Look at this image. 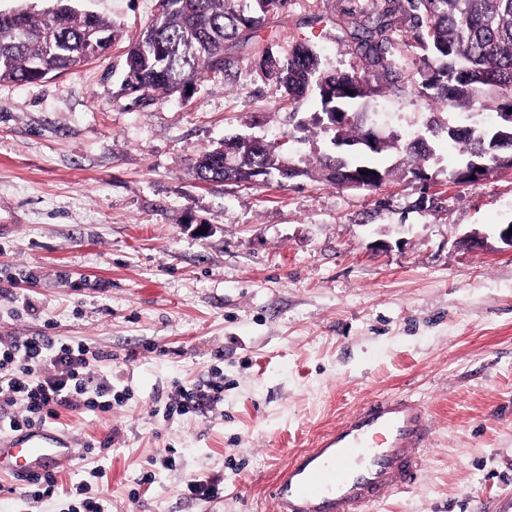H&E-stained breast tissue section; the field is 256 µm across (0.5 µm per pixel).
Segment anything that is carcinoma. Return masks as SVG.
Segmentation results:
<instances>
[{"mask_svg": "<svg viewBox=\"0 0 512 512\" xmlns=\"http://www.w3.org/2000/svg\"><path fill=\"white\" fill-rule=\"evenodd\" d=\"M43 11L21 8L0 13V81L31 83L87 61L94 43L99 54L112 45L114 26L78 6V0H51ZM417 26L424 28L420 44L427 52L421 94L450 109L471 107L481 98L498 100L500 114L512 113V0H405ZM288 0H156L155 12L141 30L125 59L124 77L136 84V99L172 96L193 84L200 68H224L225 43L244 30H256L271 9ZM396 0H386L381 19L363 28L362 47L369 67L361 71L326 73L309 43L292 48L281 60L266 56V73L290 96L318 90L321 113L348 147L361 146L370 154L384 147L409 157L411 173L421 174L432 157L429 144L409 140L367 145L369 130L363 117L347 105L374 91L370 69L384 64L375 51L392 30ZM448 129V179L466 184L474 178L469 162L479 159L490 169L512 168V120L492 128L464 127L454 120ZM283 159L270 145L241 139L236 143L234 165H224L217 147L198 157L197 178L210 184L249 183L263 173L278 175ZM326 179L348 185V172L362 173L367 190L378 188L389 174L375 163L358 157L324 156L320 161Z\"/></svg>", "mask_w": 512, "mask_h": 512, "instance_id": "1", "label": "carcinoma"}]
</instances>
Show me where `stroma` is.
Segmentation results:
<instances>
[{
	"instance_id": "obj_1",
	"label": "stroma",
	"mask_w": 512,
	"mask_h": 512,
	"mask_svg": "<svg viewBox=\"0 0 512 512\" xmlns=\"http://www.w3.org/2000/svg\"><path fill=\"white\" fill-rule=\"evenodd\" d=\"M383 2L288 0L225 50L223 70L139 105L124 60L155 0H84L118 29L106 54L0 82V337L83 343L126 394L108 413L62 411L55 429L94 453L38 501L0 473V512H70L81 483L110 512H272L267 487L290 456L390 394L425 404L433 440L412 483L366 512H512V253L491 236L512 222V170L449 184V114L418 92L405 12L355 109L382 139L428 135L422 177L389 149L378 189L327 182L334 133L313 96L288 98L260 68L307 38L322 70L360 68ZM235 135L304 176L196 179L195 159ZM473 230L486 246H459ZM208 379L223 402L168 417L175 385ZM194 480L218 497L191 494Z\"/></svg>"
}]
</instances>
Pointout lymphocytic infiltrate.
Here are the masks:
<instances>
[{
    "label": "lymphocytic infiltrate",
    "mask_w": 512,
    "mask_h": 512,
    "mask_svg": "<svg viewBox=\"0 0 512 512\" xmlns=\"http://www.w3.org/2000/svg\"><path fill=\"white\" fill-rule=\"evenodd\" d=\"M82 343L44 336L0 338V431H17L58 419L61 410L112 409V387L92 369ZM224 398V384L209 380L176 387L167 411L183 416Z\"/></svg>",
    "instance_id": "lymphocytic-infiltrate-1"
}]
</instances>
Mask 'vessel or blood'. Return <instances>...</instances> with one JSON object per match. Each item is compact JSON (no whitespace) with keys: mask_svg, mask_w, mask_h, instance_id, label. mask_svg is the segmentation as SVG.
<instances>
[{"mask_svg":"<svg viewBox=\"0 0 512 512\" xmlns=\"http://www.w3.org/2000/svg\"><path fill=\"white\" fill-rule=\"evenodd\" d=\"M431 423L409 396L368 401L294 453L269 487L274 512H365L416 476ZM73 442L46 425L0 435V472L35 478L66 467Z\"/></svg>","mask_w":512,"mask_h":512,"instance_id":"vessel-or-blood-1","label":"vessel or blood"}]
</instances>
